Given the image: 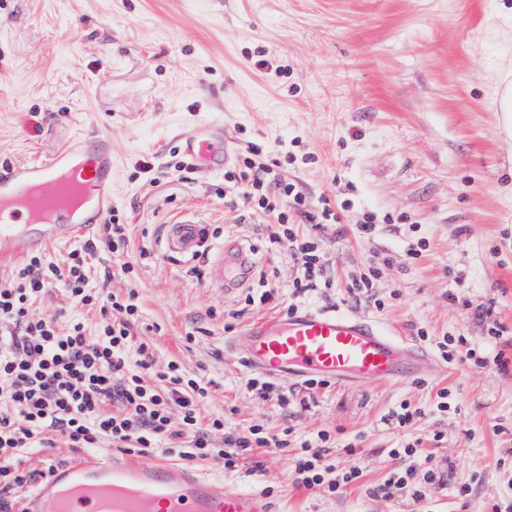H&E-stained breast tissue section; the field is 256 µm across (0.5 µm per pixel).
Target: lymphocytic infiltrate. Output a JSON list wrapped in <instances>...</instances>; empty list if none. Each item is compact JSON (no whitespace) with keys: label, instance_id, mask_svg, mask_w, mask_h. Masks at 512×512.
<instances>
[{"label":"lymphocytic infiltrate","instance_id":"lymphocytic-infiltrate-1","mask_svg":"<svg viewBox=\"0 0 512 512\" xmlns=\"http://www.w3.org/2000/svg\"><path fill=\"white\" fill-rule=\"evenodd\" d=\"M259 153L258 146H250L225 170L224 189L268 215L269 242L289 253L299 271L292 286L303 293L326 282L321 233L338 224L340 216L328 205L317 213L307 211L297 186L259 161ZM284 198L292 200V212L279 209ZM126 245L125 225L107 223L98 238L75 246L62 262L31 256L0 284V512H12L10 497L26 481L25 453L51 448L58 439L73 449L102 443L138 454L174 449L184 461L218 460L228 470L254 449L276 448L291 451L296 479L306 489L335 496L357 482L359 468H342L329 459L335 442L329 431L295 442L287 428L271 434L254 426L234 434L225 431L223 418L202 420L207 383L185 374L176 361L158 365L152 345L137 339L141 311L135 292L118 294L91 284L94 257ZM56 283L63 285L70 304L99 310L95 335H87L82 322L64 325L59 314L37 311V301ZM424 415L407 401L391 412L395 427L405 433L395 454L410 464L390 471L379 494L418 502L439 488L435 470L416 476L422 453L417 432ZM217 433L223 436L219 446L213 439Z\"/></svg>","mask_w":512,"mask_h":512}]
</instances>
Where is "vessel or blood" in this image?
<instances>
[{
  "label": "vessel or blood",
  "instance_id": "b4317fda",
  "mask_svg": "<svg viewBox=\"0 0 512 512\" xmlns=\"http://www.w3.org/2000/svg\"><path fill=\"white\" fill-rule=\"evenodd\" d=\"M181 152L199 172L223 170L228 159L224 123L202 122L180 137ZM112 213V141L79 135L47 160L0 168V263L42 251L76 233L106 223ZM204 225H170L166 248L193 254ZM254 259L228 241L214 257L221 287L249 280ZM248 365L286 382L322 377L342 382L404 381L430 354L365 316L338 310L295 309L263 319L233 337ZM27 512H269L259 495L218 487L197 467L154 460L110 458L56 465L28 498Z\"/></svg>",
  "mask_w": 512,
  "mask_h": 512
}]
</instances>
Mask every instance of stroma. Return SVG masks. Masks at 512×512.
<instances>
[{
	"label": "stroma",
	"mask_w": 512,
	"mask_h": 512,
	"mask_svg": "<svg viewBox=\"0 0 512 512\" xmlns=\"http://www.w3.org/2000/svg\"><path fill=\"white\" fill-rule=\"evenodd\" d=\"M503 67L512 68V0H0V167L47 159L81 133L110 136L112 213L129 242L96 258L94 283L135 291L158 362L209 382L202 420L327 430L331 456L362 470L329 496L298 485L288 453L259 448L232 471L200 462L205 475L264 496L270 512H491L512 496V138L498 131L488 88ZM215 118L229 160L247 142L263 145L309 211L347 202L343 236L321 242L328 287L289 292L296 268L267 248V217L225 199L223 173L179 171L180 133ZM366 213L378 226L369 243L353 233ZM183 219L214 230L204 255L166 253V227ZM228 238L254 250L287 303L247 311L245 288L217 286L213 252ZM420 239L425 256L407 262ZM127 262L134 278L120 273ZM369 266L379 270L374 304L347 291ZM290 305L477 347L494 323L505 363L439 358L405 382L313 391L301 381L283 409L247 390L245 357L224 342ZM444 388L452 409L430 413ZM403 401L428 409L422 448L443 478L418 503L376 492L406 465L390 453L401 435L388 420ZM464 483L465 503L453 494Z\"/></svg>",
	"instance_id": "stroma-1"
}]
</instances>
